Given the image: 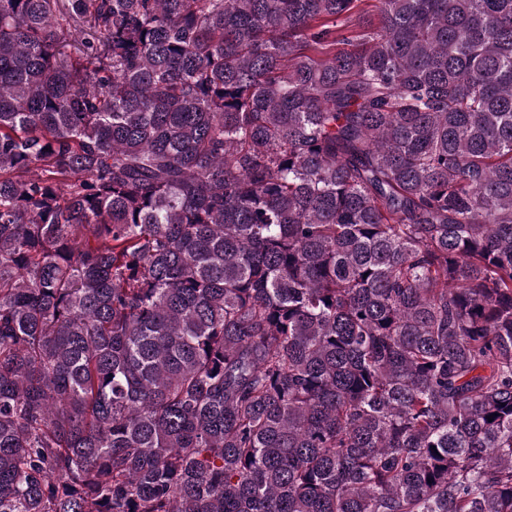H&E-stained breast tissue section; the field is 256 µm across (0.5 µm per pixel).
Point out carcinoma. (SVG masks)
<instances>
[{
	"label": "carcinoma",
	"instance_id": "1",
	"mask_svg": "<svg viewBox=\"0 0 512 512\" xmlns=\"http://www.w3.org/2000/svg\"><path fill=\"white\" fill-rule=\"evenodd\" d=\"M0 512H512V0H0Z\"/></svg>",
	"mask_w": 512,
	"mask_h": 512
}]
</instances>
